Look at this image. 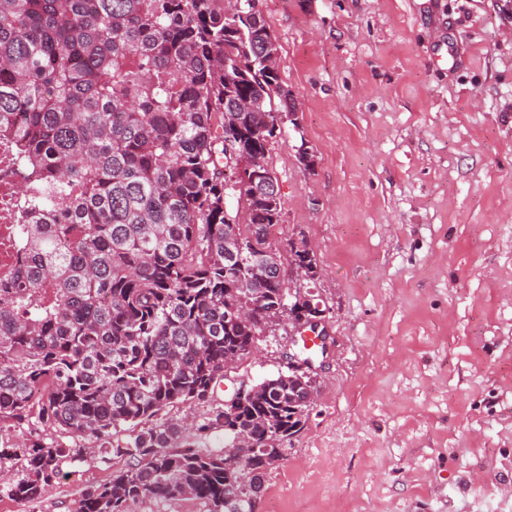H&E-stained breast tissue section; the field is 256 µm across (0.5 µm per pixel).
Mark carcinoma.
I'll return each instance as SVG.
<instances>
[{
    "label": "carcinoma",
    "instance_id": "cac0c4a2",
    "mask_svg": "<svg viewBox=\"0 0 512 512\" xmlns=\"http://www.w3.org/2000/svg\"><path fill=\"white\" fill-rule=\"evenodd\" d=\"M259 0H0V139L23 172L13 248L30 264L0 289V496L45 497L79 460L55 429L126 465L74 512L144 498L254 512L281 444L305 426L307 379L280 370L189 426L224 363L264 329L242 311L299 318L270 237L281 197L266 163L288 92ZM243 159L250 180L225 188ZM224 431V449L197 441Z\"/></svg>",
    "mask_w": 512,
    "mask_h": 512
}]
</instances>
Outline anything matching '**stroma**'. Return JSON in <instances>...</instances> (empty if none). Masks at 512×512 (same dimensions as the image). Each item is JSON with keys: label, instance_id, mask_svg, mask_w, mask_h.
I'll return each mask as SVG.
<instances>
[{"label": "stroma", "instance_id": "obj_1", "mask_svg": "<svg viewBox=\"0 0 512 512\" xmlns=\"http://www.w3.org/2000/svg\"><path fill=\"white\" fill-rule=\"evenodd\" d=\"M298 127L268 145L272 241L314 249L328 353L304 429L256 512H486L512 505V0H259ZM315 155L298 162L300 144ZM284 330L232 370L277 372ZM123 458L84 451L33 503L73 512Z\"/></svg>", "mask_w": 512, "mask_h": 512}]
</instances>
